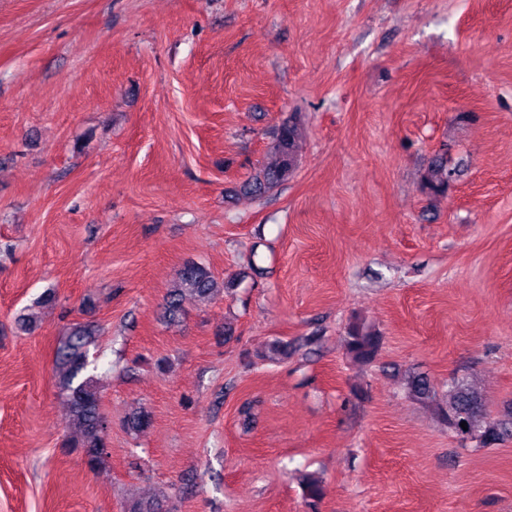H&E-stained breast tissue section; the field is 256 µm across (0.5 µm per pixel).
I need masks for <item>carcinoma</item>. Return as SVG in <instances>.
Segmentation results:
<instances>
[{"mask_svg": "<svg viewBox=\"0 0 512 512\" xmlns=\"http://www.w3.org/2000/svg\"><path fill=\"white\" fill-rule=\"evenodd\" d=\"M301 137V121L294 117L279 126L274 135L272 151L274 164L263 168L252 181L253 192L262 193L278 186L287 177L297 161V143ZM456 169L443 159H435L424 176L426 189L434 195L448 190L455 179ZM224 291V283L218 281L203 265L186 263L176 274L172 287L167 291L165 312L168 319L177 321L188 297L211 300ZM98 329L95 325L77 323L69 328L60 341L55 354L59 385L68 408V425L74 429L69 446L78 449L84 463L91 470L98 468L106 457L107 418L102 411V401L97 378L89 372L94 364L90 360L89 346L94 342ZM381 337L373 329L356 323L348 328L346 352L353 360L369 364L379 353ZM408 395L422 403L436 401V391L428 376L413 374L407 381ZM437 417L455 434H470L480 447H494L512 437V412L502 418L490 417L481 395L464 383H456L448 389V401L436 405ZM467 423V428L460 426ZM152 424V414L146 408H133L126 417V428L139 435ZM309 506L317 508L323 496V486L316 478L304 481ZM168 497L156 493L149 497H133L125 512H173L168 508Z\"/></svg>", "mask_w": 512, "mask_h": 512, "instance_id": "1", "label": "carcinoma"}]
</instances>
